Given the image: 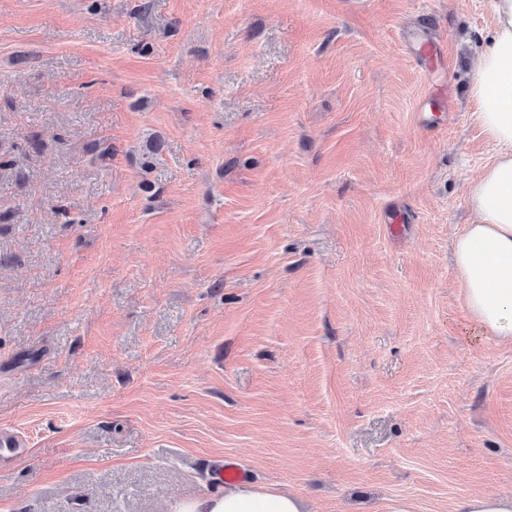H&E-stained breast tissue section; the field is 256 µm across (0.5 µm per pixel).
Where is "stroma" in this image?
<instances>
[{
	"label": "stroma",
	"instance_id": "35a3bbf8",
	"mask_svg": "<svg viewBox=\"0 0 512 512\" xmlns=\"http://www.w3.org/2000/svg\"><path fill=\"white\" fill-rule=\"evenodd\" d=\"M490 0H0V512L512 494L451 256ZM173 512H302L297 498L286 492L241 484L224 495H200L182 500Z\"/></svg>",
	"mask_w": 512,
	"mask_h": 512
}]
</instances>
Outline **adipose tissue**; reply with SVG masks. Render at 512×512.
<instances>
[{
    "mask_svg": "<svg viewBox=\"0 0 512 512\" xmlns=\"http://www.w3.org/2000/svg\"><path fill=\"white\" fill-rule=\"evenodd\" d=\"M494 25L474 71L477 119L495 155L469 185L471 224L453 259L473 329L512 341V0H492ZM174 512H300L290 493L253 484L182 500Z\"/></svg>",
    "mask_w": 512,
    "mask_h": 512,
    "instance_id": "adipose-tissue-1",
    "label": "adipose tissue"
}]
</instances>
